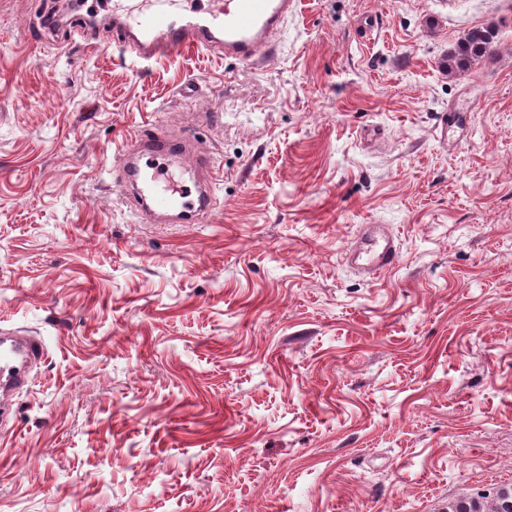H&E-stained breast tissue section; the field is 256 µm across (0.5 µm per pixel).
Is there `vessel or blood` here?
<instances>
[{"label": "vessel or blood", "mask_w": 512, "mask_h": 512, "mask_svg": "<svg viewBox=\"0 0 512 512\" xmlns=\"http://www.w3.org/2000/svg\"><path fill=\"white\" fill-rule=\"evenodd\" d=\"M136 16L113 12L112 29L132 48L137 60L173 56L189 49L219 50L225 58L249 64L274 60V39L286 23L297 0H213L203 15L187 16L182 0H147ZM190 156L191 176L198 188V203L190 205L184 182L167 178L159 168L141 172L143 158ZM217 168L210 153L193 152L190 141L174 139L158 131L139 133L124 153L118 184L131 193L144 218L176 212L179 219L201 220L212 209L211 190ZM347 263L359 273L376 277L397 257V237L387 226L367 224L355 243L344 251ZM44 355L42 342L20 335L0 346V385L10 391L27 390L30 368Z\"/></svg>", "instance_id": "b4317fda"}]
</instances>
